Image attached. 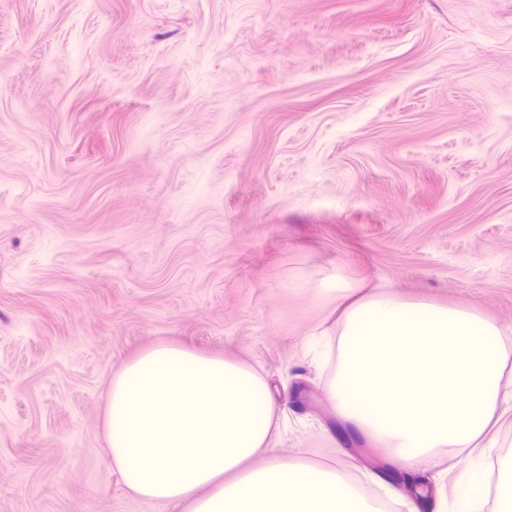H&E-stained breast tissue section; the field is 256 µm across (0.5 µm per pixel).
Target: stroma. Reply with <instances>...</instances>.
Wrapping results in <instances>:
<instances>
[{
  "label": "stroma",
  "instance_id": "1",
  "mask_svg": "<svg viewBox=\"0 0 512 512\" xmlns=\"http://www.w3.org/2000/svg\"><path fill=\"white\" fill-rule=\"evenodd\" d=\"M365 285L512 344V0H0V512L130 496L104 432L161 343L252 365L271 441L367 497L311 359ZM512 453L424 474L455 498Z\"/></svg>",
  "mask_w": 512,
  "mask_h": 512
}]
</instances>
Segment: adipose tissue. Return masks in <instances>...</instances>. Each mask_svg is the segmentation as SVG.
I'll list each match as a JSON object with an SVG mask.
<instances>
[{
    "label": "adipose tissue",
    "mask_w": 512,
    "mask_h": 512,
    "mask_svg": "<svg viewBox=\"0 0 512 512\" xmlns=\"http://www.w3.org/2000/svg\"><path fill=\"white\" fill-rule=\"evenodd\" d=\"M337 331L327 397L350 431L412 474L453 450L484 454L512 355L494 321L387 293L349 303ZM276 420L253 367L161 343L113 377L105 432L113 468L146 501H185L189 512H380L335 468L272 448ZM490 490L499 512H512V462L475 471L464 512H484Z\"/></svg>",
    "instance_id": "adipose-tissue-1"
}]
</instances>
